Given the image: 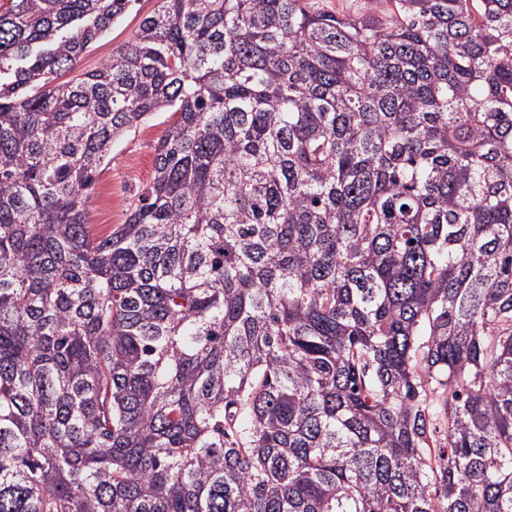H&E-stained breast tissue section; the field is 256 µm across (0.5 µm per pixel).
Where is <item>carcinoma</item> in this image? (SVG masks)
Wrapping results in <instances>:
<instances>
[{
    "label": "carcinoma",
    "instance_id": "carcinoma-1",
    "mask_svg": "<svg viewBox=\"0 0 512 512\" xmlns=\"http://www.w3.org/2000/svg\"><path fill=\"white\" fill-rule=\"evenodd\" d=\"M135 2L0 3V512H512V0ZM156 0H140L120 19L109 32L93 44L83 56L79 68L89 71L98 68L111 54L112 49L127 42L137 30L141 20L156 7ZM322 11L336 16H354L364 13H375L382 16L393 8L389 0H307ZM168 120L169 114H156L113 144L97 179L89 211V222L96 233L106 234L123 223L126 199L150 181L154 146Z\"/></svg>",
    "mask_w": 512,
    "mask_h": 512
}]
</instances>
